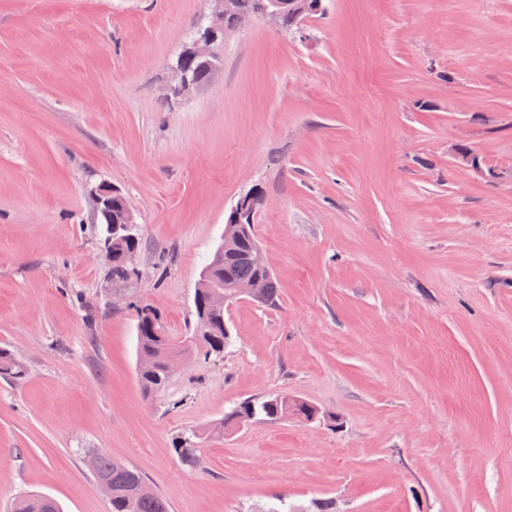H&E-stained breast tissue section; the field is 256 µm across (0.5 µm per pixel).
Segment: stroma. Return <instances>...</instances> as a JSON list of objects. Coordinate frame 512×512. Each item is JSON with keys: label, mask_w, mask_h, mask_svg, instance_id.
Returning a JSON list of instances; mask_svg holds the SVG:
<instances>
[{"label": "stroma", "mask_w": 512, "mask_h": 512, "mask_svg": "<svg viewBox=\"0 0 512 512\" xmlns=\"http://www.w3.org/2000/svg\"><path fill=\"white\" fill-rule=\"evenodd\" d=\"M299 33L227 32L166 97L207 0H0V512H110L86 463L170 512H512V0H323ZM135 215L107 278L93 189ZM274 304L224 307L223 355L144 397L136 308L169 335L238 200ZM285 393L312 420L210 427ZM202 431V467L175 437ZM26 373V366L8 349H0V378L12 381L22 378ZM91 466L96 481L103 480L97 485L110 498L111 512H169V505L157 492L152 490L148 495L140 492L143 484V490L151 488L138 470L104 452L92 455ZM13 509L15 512H61L59 504L45 495L19 497Z\"/></svg>", "instance_id": "obj_1"}]
</instances>
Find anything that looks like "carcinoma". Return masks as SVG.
Segmentation results:
<instances>
[{
  "instance_id": "obj_1",
  "label": "carcinoma",
  "mask_w": 512,
  "mask_h": 512,
  "mask_svg": "<svg viewBox=\"0 0 512 512\" xmlns=\"http://www.w3.org/2000/svg\"><path fill=\"white\" fill-rule=\"evenodd\" d=\"M263 0H234L233 13L224 19V26L234 27L238 18L253 16L261 8ZM323 4L317 0H282V8L277 25L287 30L295 20H307L323 13ZM252 241L232 242L224 248L221 257L213 256L203 269L198 287L195 290V314L204 313L210 319L209 332L205 336H194L188 341H177L162 333H155L160 327V317L151 308L137 309L138 324L136 336L137 377L145 397L162 391L169 380L165 374V364L172 357L182 359L192 356L219 355L230 343V337L224 335V310L210 307L209 296L214 288L233 294L235 286L246 281L261 279L266 283V302L272 304L277 296V286L270 271L253 266L238 258L236 253L247 251ZM141 249L139 236L121 238L112 237V263L108 277L114 282H124L132 276V265L125 256ZM26 366L8 349H0V378L7 381L22 378ZM281 394H273L256 403L251 400L238 404L239 411L230 412L215 428L221 430L224 425L251 420L258 416L269 422H277L283 417ZM199 435L196 432L181 434L174 444V451L187 464L198 467L201 459L198 455ZM91 466L96 480H103L112 486L109 499L111 512H169L167 502L155 491L148 495L140 492L146 483L145 477L136 469L112 458L104 452H96L91 457ZM14 512H61L59 504L45 495H30L18 498L14 503Z\"/></svg>"
}]
</instances>
